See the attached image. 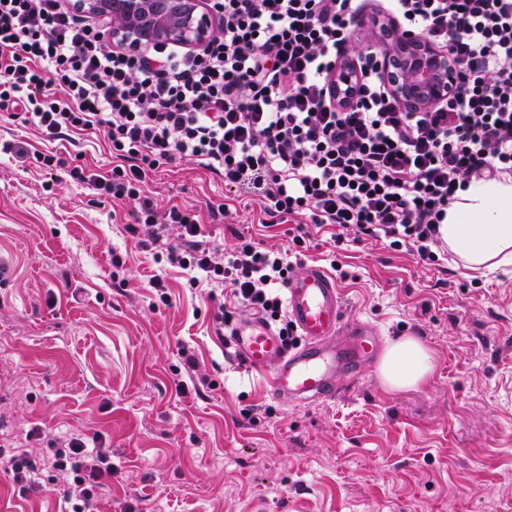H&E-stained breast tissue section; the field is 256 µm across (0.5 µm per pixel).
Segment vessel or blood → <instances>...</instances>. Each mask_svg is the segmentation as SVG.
<instances>
[{
    "label": "vessel or blood",
    "instance_id": "1",
    "mask_svg": "<svg viewBox=\"0 0 512 512\" xmlns=\"http://www.w3.org/2000/svg\"><path fill=\"white\" fill-rule=\"evenodd\" d=\"M285 311L301 338L285 346L262 317L235 324L229 346L246 367L270 374L272 394L289 403H306L336 394V379L375 363L383 349L377 326L346 322L340 289L323 267L295 268L283 286Z\"/></svg>",
    "mask_w": 512,
    "mask_h": 512
}]
</instances>
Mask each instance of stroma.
<instances>
[{
	"label": "stroma",
	"instance_id": "1",
	"mask_svg": "<svg viewBox=\"0 0 512 512\" xmlns=\"http://www.w3.org/2000/svg\"><path fill=\"white\" fill-rule=\"evenodd\" d=\"M1 142L62 163L0 152V448L39 453L72 433L111 448L101 512H512V266L479 275L314 235L305 261L346 271L347 320L389 344L418 338L435 371L392 391L372 365L332 398L290 404L231 357L214 304L229 290L156 262L157 245L127 230L134 202L72 178L112 169L104 135L49 141L0 112ZM145 193L193 212L220 251L241 234L293 248L292 223L270 225L195 163L149 171ZM188 354L197 368L180 391ZM66 488L47 469L22 495L0 472L10 512H61Z\"/></svg>",
	"mask_w": 512,
	"mask_h": 512
}]
</instances>
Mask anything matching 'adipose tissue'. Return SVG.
<instances>
[{
  "instance_id": "ef3b65f1",
  "label": "adipose tissue",
  "mask_w": 512,
  "mask_h": 512,
  "mask_svg": "<svg viewBox=\"0 0 512 512\" xmlns=\"http://www.w3.org/2000/svg\"><path fill=\"white\" fill-rule=\"evenodd\" d=\"M449 251L472 270L512 265V180L474 181L458 191L440 227ZM432 352L414 337L387 349L379 366L385 387L399 390L431 378Z\"/></svg>"
}]
</instances>
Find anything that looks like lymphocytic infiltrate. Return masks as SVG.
Wrapping results in <instances>:
<instances>
[{"label":"lymphocytic infiltrate","mask_w":512,"mask_h":512,"mask_svg":"<svg viewBox=\"0 0 512 512\" xmlns=\"http://www.w3.org/2000/svg\"><path fill=\"white\" fill-rule=\"evenodd\" d=\"M207 6L218 30L205 45L131 53L113 45L108 16L64 0H0V112L23 110L49 140L104 133L118 165L90 176L76 167L73 178L137 201L132 230L164 243L159 260L229 288L278 323L286 343L295 338L277 288L292 263L245 236L219 252L190 213L157 210L145 196L149 170L192 161L280 222L309 218L296 246L313 230L350 231L428 264L440 259L439 227L457 191L512 178V0H384L398 35H425L459 63L456 92L425 112L393 96L370 50L351 59L349 95L333 96L360 0ZM45 468L68 475L67 512H99L112 471L106 448L71 436L49 457L0 450V470L20 487Z\"/></svg>","instance_id":"f902f5d3"}]
</instances>
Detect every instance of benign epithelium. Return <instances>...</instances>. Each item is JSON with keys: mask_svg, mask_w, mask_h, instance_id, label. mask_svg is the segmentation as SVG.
Returning <instances> with one entry per match:
<instances>
[{"mask_svg": "<svg viewBox=\"0 0 512 512\" xmlns=\"http://www.w3.org/2000/svg\"><path fill=\"white\" fill-rule=\"evenodd\" d=\"M90 14L110 13L112 42L131 51L173 43L195 49L210 40L216 26L204 0H78ZM393 65L392 91L413 112H424L457 88L459 64L423 35L397 41L384 66Z\"/></svg>", "mask_w": 512, "mask_h": 512, "instance_id": "benign-epithelium-1", "label": "benign epithelium"}]
</instances>
